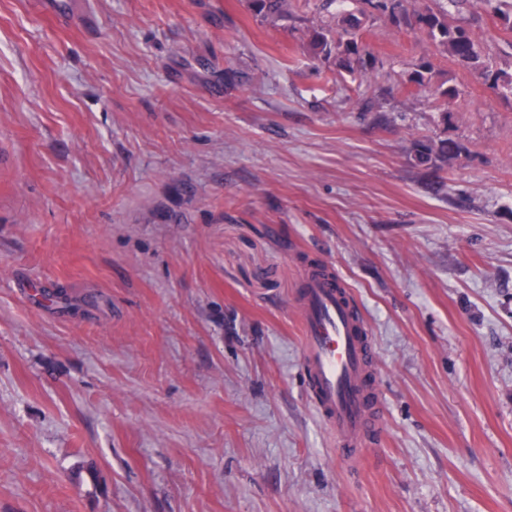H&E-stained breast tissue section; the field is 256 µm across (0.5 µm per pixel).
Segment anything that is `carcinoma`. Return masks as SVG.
Wrapping results in <instances>:
<instances>
[{
  "label": "carcinoma",
  "mask_w": 512,
  "mask_h": 512,
  "mask_svg": "<svg viewBox=\"0 0 512 512\" xmlns=\"http://www.w3.org/2000/svg\"><path fill=\"white\" fill-rule=\"evenodd\" d=\"M360 14H378L393 26L425 36L429 45L447 54L458 67L476 74L492 93L512 95V71L498 68L486 58L483 47L469 24L448 19L449 10L462 14L472 7L471 0H444L448 9L436 10L427 5L428 0H358ZM247 9L262 21H282L291 14L290 0H246ZM483 9L504 30L512 32V0H482ZM308 49L312 59L332 60L336 69L351 77H366L372 70L370 54L363 39L362 22L353 13L345 15L341 24L333 27L318 22L308 28ZM435 64L429 52L419 57L414 67L398 85L406 96L426 94L435 102L448 105L462 95V90L444 80L435 81ZM464 147L448 138H423L413 143L412 163L427 169L461 157Z\"/></svg>",
  "instance_id": "carcinoma-1"
}]
</instances>
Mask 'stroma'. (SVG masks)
Instances as JSON below:
<instances>
[{
    "instance_id": "1",
    "label": "stroma",
    "mask_w": 512,
    "mask_h": 512,
    "mask_svg": "<svg viewBox=\"0 0 512 512\" xmlns=\"http://www.w3.org/2000/svg\"><path fill=\"white\" fill-rule=\"evenodd\" d=\"M319 5L0 0V512H512V97L438 55L462 96L407 99L425 42L375 15L326 82L307 29L356 4ZM317 262L376 353L353 468L305 388ZM247 9L260 21L288 20L291 14L290 0H246ZM463 151L464 147L453 139L423 138L413 143L410 159L416 166L436 170L459 159Z\"/></svg>"
}]
</instances>
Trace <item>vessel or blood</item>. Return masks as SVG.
<instances>
[{
	"mask_svg": "<svg viewBox=\"0 0 512 512\" xmlns=\"http://www.w3.org/2000/svg\"><path fill=\"white\" fill-rule=\"evenodd\" d=\"M299 310L311 401L342 460L359 461L363 442L378 436L381 424L375 352L365 320L345 284L325 264L304 280Z\"/></svg>",
	"mask_w": 512,
	"mask_h": 512,
	"instance_id": "b4317fda",
	"label": "vessel or blood"
}]
</instances>
